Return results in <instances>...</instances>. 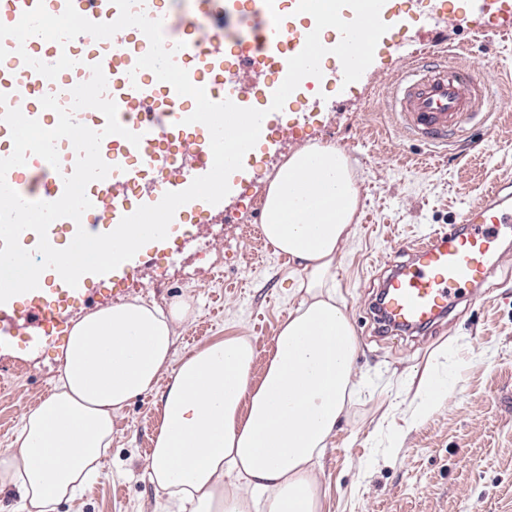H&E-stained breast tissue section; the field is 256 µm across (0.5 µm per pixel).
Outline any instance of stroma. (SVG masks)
Returning a JSON list of instances; mask_svg holds the SVG:
<instances>
[{"label":"stroma","instance_id":"1","mask_svg":"<svg viewBox=\"0 0 512 512\" xmlns=\"http://www.w3.org/2000/svg\"><path fill=\"white\" fill-rule=\"evenodd\" d=\"M372 64L351 84L336 79L328 56L312 96L289 98L269 115L273 130L243 158L221 209L197 204L179 215L170 235L145 244L128 265L89 275L87 299H67L57 326L38 340L19 335L0 350V448L10 444L30 406L54 390L58 356L73 323L98 308L138 298L166 305L191 299L193 319L176 329V353L224 336H247L260 377L301 273L278 254L257 257L254 231L276 170L310 142L334 139L350 159L361 188L354 236L336 275V295L359 342V391L347 405L316 469L322 512H512V244L484 287L459 304L448 321L417 336L380 333L369 306L399 261L400 248L422 238L480 200L484 183L512 171V0H386ZM465 16L450 28L448 15ZM465 47L453 62L482 74L501 106L491 120L494 140H470L438 150L401 138L383 106L388 81L421 48L415 18ZM451 382L446 399L409 424L419 380L442 343ZM155 394L130 401L114 416L106 475L59 512H176L147 480L145 468L159 418Z\"/></svg>","mask_w":512,"mask_h":512}]
</instances>
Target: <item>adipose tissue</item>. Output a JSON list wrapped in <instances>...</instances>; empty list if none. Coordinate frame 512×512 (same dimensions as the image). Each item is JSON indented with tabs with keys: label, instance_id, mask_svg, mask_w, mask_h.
<instances>
[{
	"label": "adipose tissue",
	"instance_id": "adipose-tissue-1",
	"mask_svg": "<svg viewBox=\"0 0 512 512\" xmlns=\"http://www.w3.org/2000/svg\"><path fill=\"white\" fill-rule=\"evenodd\" d=\"M360 193L349 158L309 143L277 170L261 231L302 276L259 383L252 340L229 336L173 362L190 300L131 299L85 314L60 352L55 392L30 409L0 448V489L25 512H56L101 476L113 416L160 377L149 482L190 512H322L316 467L355 387L358 340L336 298V267Z\"/></svg>",
	"mask_w": 512,
	"mask_h": 512
}]
</instances>
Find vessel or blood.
<instances>
[{
	"label": "vessel or blood",
	"instance_id": "obj_1",
	"mask_svg": "<svg viewBox=\"0 0 512 512\" xmlns=\"http://www.w3.org/2000/svg\"><path fill=\"white\" fill-rule=\"evenodd\" d=\"M63 12L66 5L86 19L105 23L117 19L119 9L113 0H0V23L16 24L23 13L37 5ZM196 39L205 47L202 63L210 68L224 60V42L214 34L200 31ZM8 51L6 68L0 69V94L9 107L20 109L30 119L38 118L35 96L42 91L41 75L25 64L23 54L33 53L35 38L17 43L14 38L0 42ZM129 50L123 66H116L111 55L90 52L79 58L73 79L84 83L92 76V65H101L109 85V97L118 110H125L123 86L138 58L145 55L144 41ZM439 40L424 42L414 65L406 68L387 96L390 112L405 138L429 146L447 144L449 137H464L475 120L485 119L496 110L498 100L489 84L478 75L447 64ZM31 176L21 187L23 198L59 199L64 192L63 177H49V164L39 156L28 155ZM124 189L123 183L105 179L82 216L89 233L100 231L99 217L112 213ZM512 238V175L506 174L487 189L483 202L460 216L458 223L436 228L416 245L408 260L399 262L384 282L378 304L382 322L393 331L429 327L444 318L469 291L486 284L502 255L505 240ZM54 308L42 294L33 293L24 313L12 303L0 304V346L21 334H33L53 322Z\"/></svg>",
	"mask_w": 512,
	"mask_h": 512
}]
</instances>
